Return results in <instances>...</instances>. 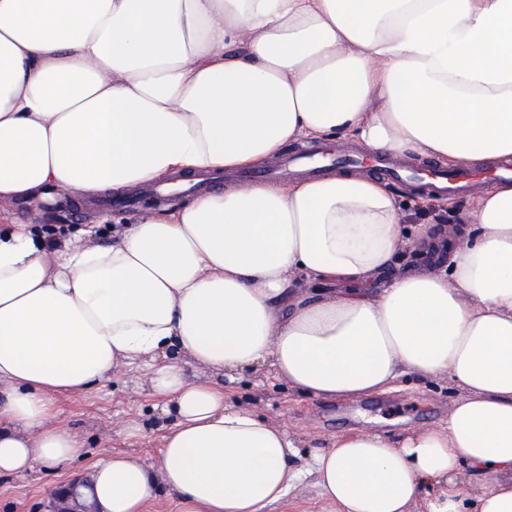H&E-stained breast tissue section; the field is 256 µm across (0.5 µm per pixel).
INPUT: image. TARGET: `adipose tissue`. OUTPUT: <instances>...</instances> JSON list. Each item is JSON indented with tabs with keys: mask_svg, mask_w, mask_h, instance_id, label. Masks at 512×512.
I'll return each instance as SVG.
<instances>
[{
	"mask_svg": "<svg viewBox=\"0 0 512 512\" xmlns=\"http://www.w3.org/2000/svg\"><path fill=\"white\" fill-rule=\"evenodd\" d=\"M338 133L398 159L512 162V0H0V206L239 170ZM475 214L445 271L376 290L401 215L364 174L231 183L108 244L7 219L0 475L76 459L56 397L154 361L176 421L158 463L93 465L99 512H146L163 485L183 512H266L301 476L293 440L188 381L175 352L223 373L267 363L344 401L449 376L447 424L337 434L316 483L336 512H512V180Z\"/></svg>",
	"mask_w": 512,
	"mask_h": 512,
	"instance_id": "1",
	"label": "adipose tissue"
}]
</instances>
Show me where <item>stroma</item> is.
Instances as JSON below:
<instances>
[{
	"label": "stroma",
	"instance_id": "obj_1",
	"mask_svg": "<svg viewBox=\"0 0 512 512\" xmlns=\"http://www.w3.org/2000/svg\"><path fill=\"white\" fill-rule=\"evenodd\" d=\"M392 190L403 204L402 222L413 227L428 226L431 235L447 238L449 223L463 230L475 224L474 203L460 195L433 208L423 204V191L400 183ZM142 198L139 209L150 207ZM139 209L107 208L103 200L69 202L62 209L35 214L30 208L15 207L14 216L36 224L50 238L95 222L110 212L124 223H134ZM153 364L138 362L116 371L87 391L59 397L51 423L69 431L83 444V459L63 466H39L18 476H0V512H45L46 491L74 479L87 477L91 465L114 452H125L148 462L160 458L163 437L175 421L174 414L162 412L149 387ZM188 380L205 381L223 388L227 403L251 409L277 425L285 426L298 448L301 461H308L314 449L327 447L337 433L372 430L398 439L414 428L447 423L462 391L448 377L410 375L397 390L365 397L354 402L308 397L286 382L276 379L271 366L226 375L184 364ZM268 512H333L312 475H304Z\"/></svg>",
	"mask_w": 512,
	"mask_h": 512
}]
</instances>
